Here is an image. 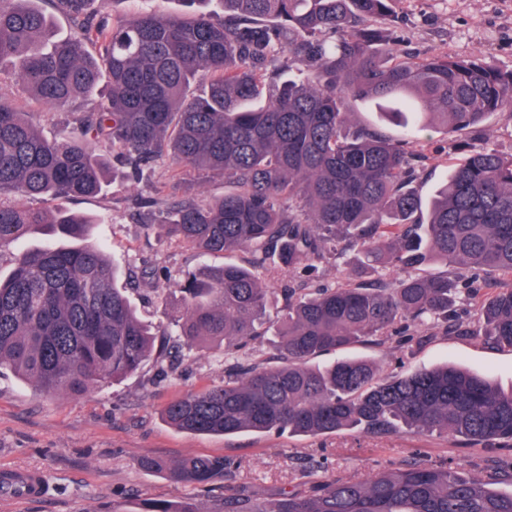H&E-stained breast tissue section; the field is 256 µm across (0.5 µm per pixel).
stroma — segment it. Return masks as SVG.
<instances>
[{
  "label": "stroma",
  "mask_w": 512,
  "mask_h": 512,
  "mask_svg": "<svg viewBox=\"0 0 512 512\" xmlns=\"http://www.w3.org/2000/svg\"><path fill=\"white\" fill-rule=\"evenodd\" d=\"M395 25L404 49L425 57L446 54L455 58L484 57L501 70H512V0H397ZM0 98L12 101L49 137L59 135L66 122L88 111L92 98H80L55 110L33 103L24 86L0 78ZM347 123L369 126L405 143L408 153L421 156L419 192L433 196L443 181L453 142L470 148H492L512 154V117L499 114L485 120L475 133L456 134L436 126L420 138H410L399 124L384 119L371 101H355ZM97 154L110 160L111 145L97 144ZM153 182L168 184L208 199L223 196V179L184 173L172 160L156 164ZM151 184L127 180L118 165L109 167L108 185L101 196L86 199L43 197L27 200V207L94 216L93 237L103 243L121 267V284L141 319L154 332L171 330L181 317L175 287L186 273L203 265L247 263L249 249L228 254L198 255L190 247L168 239L162 224L152 223V210L141 203L151 196ZM359 254L348 249L317 260L315 284L334 287L352 281ZM244 357L268 360V344L248 343L224 351L200 345L187 352L172 370L159 374L148 366L127 379L80 395L35 396L31 387L12 373L0 375V468L41 470L47 492L36 500L0 497V512H140L149 501L193 503L199 512H220L224 489H246L264 497L300 492L327 478L364 481L382 469L417 460L451 464L500 490L512 483L498 481L487 466L492 456L512 457L506 446H472L452 438L406 431L392 437L339 430L320 436L243 433L224 437L190 434L167 424L161 411L171 400L224 382V368ZM342 358L366 359L382 376L448 363L487 376L500 390H512V349L476 336L439 332L433 323L410 326L404 334L387 331L378 344H359L326 352L317 364ZM189 456H222L237 470L225 484H177L165 475L146 471L148 458L170 463Z\"/></svg>",
  "instance_id": "stroma-1"
}]
</instances>
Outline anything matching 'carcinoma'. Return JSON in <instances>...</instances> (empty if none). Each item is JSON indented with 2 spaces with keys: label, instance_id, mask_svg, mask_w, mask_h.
<instances>
[{
  "label": "carcinoma",
  "instance_id": "1",
  "mask_svg": "<svg viewBox=\"0 0 512 512\" xmlns=\"http://www.w3.org/2000/svg\"><path fill=\"white\" fill-rule=\"evenodd\" d=\"M128 1L144 2L53 0L74 25L57 39L30 0H0V64L33 101L63 109L100 95L60 140L0 100V261L11 265L0 278V370L53 397L120 382L149 360L162 371L203 338L227 349L255 341L266 334L269 293L258 272L276 260L292 273L325 244L347 239L361 263L387 270L385 277L280 289L279 363L237 362L224 384L169 402L164 420L192 434L414 430L468 444L512 442V391L479 374L444 365L383 378L367 360L310 365L402 321L473 334L453 312L473 272L498 274L477 299L480 333L512 348V154L482 149L454 161L426 203L400 143L346 126L348 102L371 100L398 103L384 116L414 137L433 126L427 114L450 133L471 130L512 108V71L478 56L402 54L397 31L379 26L396 0H221L222 20L204 9L210 0H179L182 10L167 15L117 14ZM286 54L301 75L286 74ZM201 74L207 86L193 93ZM100 141L120 150L126 176L138 183L170 156L234 185L212 200L154 188L169 238L200 256L252 254L248 267L188 274L178 285L183 321L159 345L92 241L94 218L60 210L48 219L12 200L102 194L107 163L92 147ZM38 227L52 242L23 247ZM436 263L446 273L421 274ZM145 468L207 486L224 482L236 464L197 456ZM143 512L198 509L148 502ZM224 512H512V491L450 466L414 463L274 498L229 488Z\"/></svg>",
  "mask_w": 512,
  "mask_h": 512
}]
</instances>
